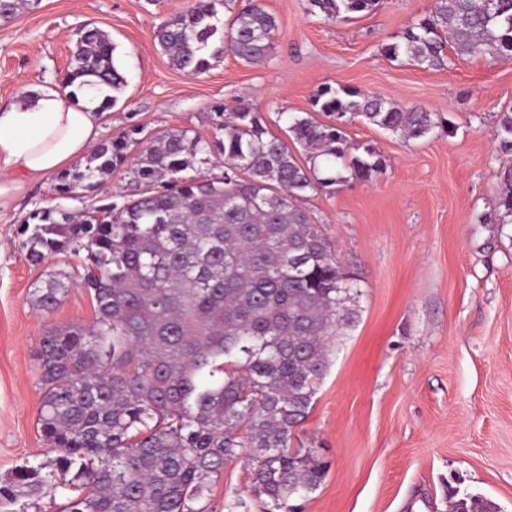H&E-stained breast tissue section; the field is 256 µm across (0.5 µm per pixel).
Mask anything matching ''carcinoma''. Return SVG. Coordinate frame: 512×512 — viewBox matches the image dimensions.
Wrapping results in <instances>:
<instances>
[{
    "mask_svg": "<svg viewBox=\"0 0 512 512\" xmlns=\"http://www.w3.org/2000/svg\"><path fill=\"white\" fill-rule=\"evenodd\" d=\"M331 20L372 12L379 0H311ZM38 0H0L11 21ZM196 0L159 24L154 40L171 65L198 74L223 58L265 60L278 33L258 0ZM232 14L228 22L221 11ZM512 59V0L483 12L479 0H433L384 52L422 69L448 63V50ZM115 46L83 26L65 86L115 105L125 84ZM312 111L292 117L294 144L269 134L245 98L213 106L215 133L170 129L152 137L132 128L99 145L85 165L59 172L57 198L128 165L139 191L80 212L38 208L23 221L26 259L86 251L80 285L95 319L51 327L40 341L38 424L54 464L27 461L0 486V506L48 486L65 499L58 512H207L211 479L251 448L253 495L263 512H302L325 469L311 452L289 448L330 366L335 340L359 321L360 276L346 271L303 207L308 194L369 180L382 159L351 144L333 123L361 117L408 140L450 128L439 113L400 107L344 86L313 93ZM330 118L320 122L314 114ZM497 153L512 157V107L499 112ZM224 163L208 174L202 165ZM500 220L512 218V166L503 173ZM72 276L58 271L35 286L32 306L51 312ZM450 512H497L492 501L448 489Z\"/></svg>",
    "mask_w": 512,
    "mask_h": 512,
    "instance_id": "obj_1",
    "label": "carcinoma"
}]
</instances>
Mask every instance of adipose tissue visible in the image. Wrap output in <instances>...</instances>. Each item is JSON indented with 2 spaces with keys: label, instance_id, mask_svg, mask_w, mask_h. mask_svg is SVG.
Listing matches in <instances>:
<instances>
[{
  "label": "adipose tissue",
  "instance_id": "obj_1",
  "mask_svg": "<svg viewBox=\"0 0 512 512\" xmlns=\"http://www.w3.org/2000/svg\"><path fill=\"white\" fill-rule=\"evenodd\" d=\"M101 121L97 98L87 95L76 104L66 88L0 107V211L31 183L82 159L98 141Z\"/></svg>",
  "mask_w": 512,
  "mask_h": 512
}]
</instances>
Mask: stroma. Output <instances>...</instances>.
<instances>
[{
  "instance_id": "stroma-1",
  "label": "stroma",
  "mask_w": 512,
  "mask_h": 512,
  "mask_svg": "<svg viewBox=\"0 0 512 512\" xmlns=\"http://www.w3.org/2000/svg\"><path fill=\"white\" fill-rule=\"evenodd\" d=\"M193 3L39 0L0 23V107L61 85L77 32L91 24L109 34L126 78L103 117L104 142L134 127L211 138L213 105L241 96L284 139L289 116L310 111L326 85L443 113L452 132L417 142L348 123L349 141L380 154L383 172L305 203L342 264L359 272L361 312L289 446L326 464L304 512H448L452 486L512 512V224L496 216L503 161L492 141L497 114L512 106V60L456 55L429 71L391 60L384 46L432 0H379L342 22L311 0H262L279 24L265 62L228 52L186 75L171 68L153 30ZM56 203L49 181L0 212L1 485L16 466L53 456L38 424L44 330L86 326L95 315L75 285L54 312L32 307L37 283L80 263L58 253L33 266L24 256L23 219Z\"/></svg>"
}]
</instances>
